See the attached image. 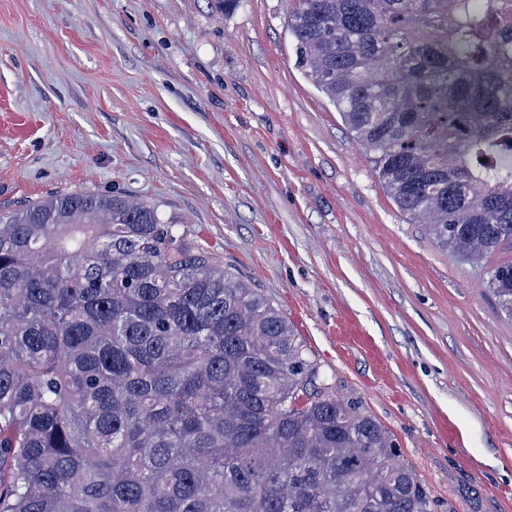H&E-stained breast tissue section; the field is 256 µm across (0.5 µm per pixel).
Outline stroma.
I'll list each match as a JSON object with an SVG mask.
<instances>
[{
    "instance_id": "1",
    "label": "stroma",
    "mask_w": 512,
    "mask_h": 512,
    "mask_svg": "<svg viewBox=\"0 0 512 512\" xmlns=\"http://www.w3.org/2000/svg\"><path fill=\"white\" fill-rule=\"evenodd\" d=\"M296 0H0V206L158 205L294 327L442 512H512V317L304 76Z\"/></svg>"
}]
</instances>
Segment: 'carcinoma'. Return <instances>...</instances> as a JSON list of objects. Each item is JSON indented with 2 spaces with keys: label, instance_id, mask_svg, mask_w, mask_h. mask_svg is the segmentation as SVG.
<instances>
[{
  "label": "carcinoma",
  "instance_id": "obj_1",
  "mask_svg": "<svg viewBox=\"0 0 512 512\" xmlns=\"http://www.w3.org/2000/svg\"><path fill=\"white\" fill-rule=\"evenodd\" d=\"M307 76L398 208L512 247V0H297ZM156 204L0 207V512H434L288 319ZM512 316V261L488 280Z\"/></svg>",
  "mask_w": 512,
  "mask_h": 512
}]
</instances>
